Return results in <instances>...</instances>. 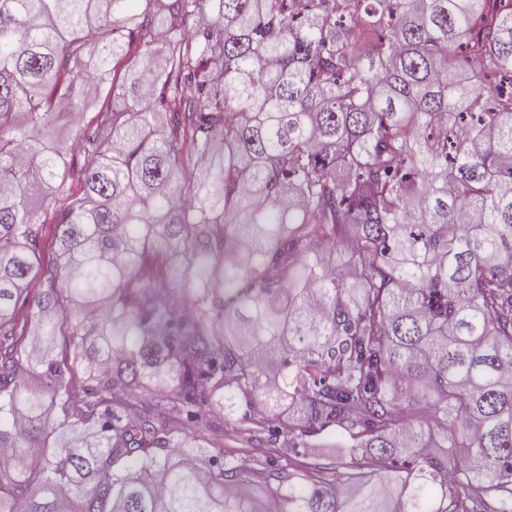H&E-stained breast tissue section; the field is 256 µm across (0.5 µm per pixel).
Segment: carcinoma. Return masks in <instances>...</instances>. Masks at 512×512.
Returning a JSON list of instances; mask_svg holds the SVG:
<instances>
[{
  "label": "carcinoma",
  "instance_id": "1",
  "mask_svg": "<svg viewBox=\"0 0 512 512\" xmlns=\"http://www.w3.org/2000/svg\"><path fill=\"white\" fill-rule=\"evenodd\" d=\"M498 2L0 0V512H512ZM101 97L73 192L43 132ZM257 400L353 443L177 427ZM253 412V413H252ZM256 410L251 411L248 420L244 421L243 409L236 413L237 422L225 424L224 438L221 437L215 442L213 450L217 455L224 454L226 458H234L238 461H245L254 471L276 474L282 468L292 469L303 467L306 469L310 464H328L336 460V455L343 448L337 436L336 426L328 427L320 435L308 439L306 448H294L285 451L283 448H266L267 445L256 440L258 434H245L244 428H253L251 422L257 418Z\"/></svg>",
  "mask_w": 512,
  "mask_h": 512
}]
</instances>
